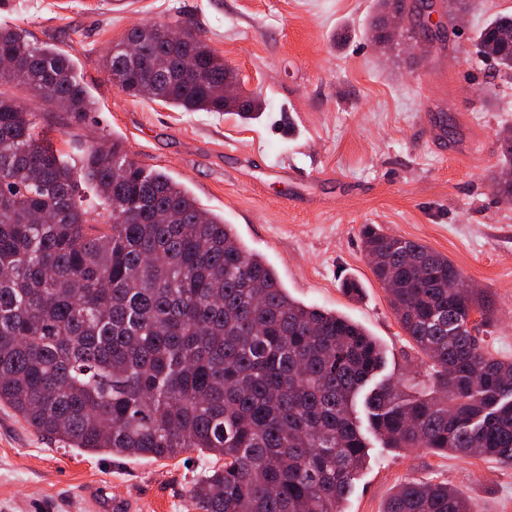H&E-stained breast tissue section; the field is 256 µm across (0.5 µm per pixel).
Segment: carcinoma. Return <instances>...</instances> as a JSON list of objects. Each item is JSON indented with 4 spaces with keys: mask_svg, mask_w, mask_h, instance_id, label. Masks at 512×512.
I'll list each match as a JSON object with an SVG mask.
<instances>
[{
    "mask_svg": "<svg viewBox=\"0 0 512 512\" xmlns=\"http://www.w3.org/2000/svg\"><path fill=\"white\" fill-rule=\"evenodd\" d=\"M373 27L408 0H377ZM131 28L106 62L122 92L183 112L259 117L224 98L231 69L185 22ZM479 53L512 73V15L477 30ZM195 66L184 65L187 58ZM0 85L26 86L75 124L95 102L70 57L0 26ZM40 112L0 92V404L71 448L222 462L188 490L189 512H345L367 453L355 400L387 448L512 467V360L479 334L485 292L445 255L362 228L371 271L401 329L430 359L432 391L374 382L380 344L357 322L288 294L224 217L114 138L74 143L80 171L38 131ZM492 186L512 203V129ZM103 210L107 220L94 213ZM479 315L478 323L471 321ZM384 512H473L446 483L404 480Z\"/></svg>",
    "mask_w": 512,
    "mask_h": 512,
    "instance_id": "obj_1",
    "label": "carcinoma"
}]
</instances>
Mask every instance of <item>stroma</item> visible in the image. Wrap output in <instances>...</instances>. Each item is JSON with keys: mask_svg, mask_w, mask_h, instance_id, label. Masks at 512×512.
Wrapping results in <instances>:
<instances>
[{"mask_svg": "<svg viewBox=\"0 0 512 512\" xmlns=\"http://www.w3.org/2000/svg\"><path fill=\"white\" fill-rule=\"evenodd\" d=\"M431 54L382 49L376 0H0V24L56 45L98 109L79 127L42 107L55 148L73 135L122 139L141 166L168 173L222 215L277 270L289 294L343 314L381 344L380 379L433 387L430 360L405 336L374 277L361 229L426 244L447 255L494 301L490 350L512 359V203L489 181L500 134L512 128V76L478 61L475 31L512 12V0H479L449 16ZM193 23L263 103L244 124L221 112H183L131 98L102 59L136 24ZM357 281L352 299L343 279ZM369 458L346 512H383L405 479L445 482L475 512H512V468L422 449L383 447L364 428ZM193 450L172 459L84 453L37 433L0 405V512H96L92 491L128 499L132 512H188L189 486L212 467Z\"/></svg>", "mask_w": 512, "mask_h": 512, "instance_id": "35a3bbf8", "label": "stroma"}]
</instances>
